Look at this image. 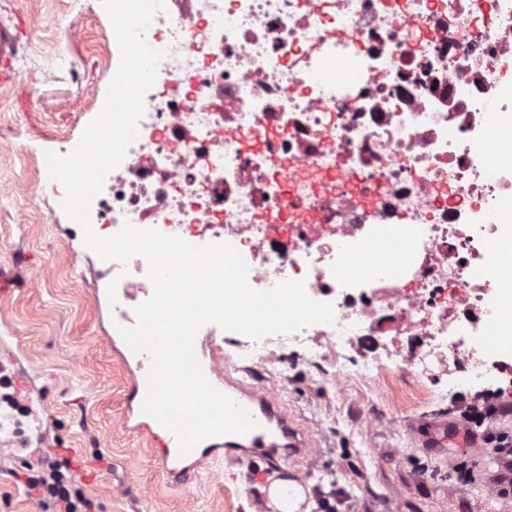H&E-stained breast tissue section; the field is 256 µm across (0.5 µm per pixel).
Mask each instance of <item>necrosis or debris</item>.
Wrapping results in <instances>:
<instances>
[{
    "mask_svg": "<svg viewBox=\"0 0 512 512\" xmlns=\"http://www.w3.org/2000/svg\"><path fill=\"white\" fill-rule=\"evenodd\" d=\"M66 23L114 76L106 34ZM139 137L91 220L232 244L333 323L246 338L429 393L512 380V0H166ZM405 260L392 261V242Z\"/></svg>",
    "mask_w": 512,
    "mask_h": 512,
    "instance_id": "1",
    "label": "necrosis or debris"
}]
</instances>
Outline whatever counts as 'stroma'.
I'll return each instance as SVG.
<instances>
[{
	"label": "stroma",
	"mask_w": 512,
	"mask_h": 512,
	"mask_svg": "<svg viewBox=\"0 0 512 512\" xmlns=\"http://www.w3.org/2000/svg\"><path fill=\"white\" fill-rule=\"evenodd\" d=\"M67 2L0 0V65L13 73L0 82V130L11 131L0 139V187L10 189L0 194V278L8 282L0 287V373L10 377L29 422L18 433L0 430V512H41L24 479L47 448L66 449L96 512H271L262 488L277 479L303 486L311 512H512V495L492 491L493 449L458 432L472 392L431 397L411 376L389 371L372 384L351 380L340 392L298 356L279 365L274 399L301 447H283L278 435L269 449L217 441L190 458V480L178 484L168 475L151 445L158 423L132 393L134 359L107 298L110 264L84 246L48 176L45 154L57 136L79 134L93 118L89 111L74 116L71 106L99 72L86 45L35 21ZM46 41L64 44V61L42 52ZM33 170L41 177L34 198L21 185ZM196 341L205 351L221 346L230 377L259 386L256 365L236 356L238 337L217 327L199 331ZM367 415L374 418L368 434L359 430ZM443 420L455 433L427 447L423 424ZM269 455L278 467L252 480Z\"/></svg>",
	"instance_id": "obj_1"
}]
</instances>
